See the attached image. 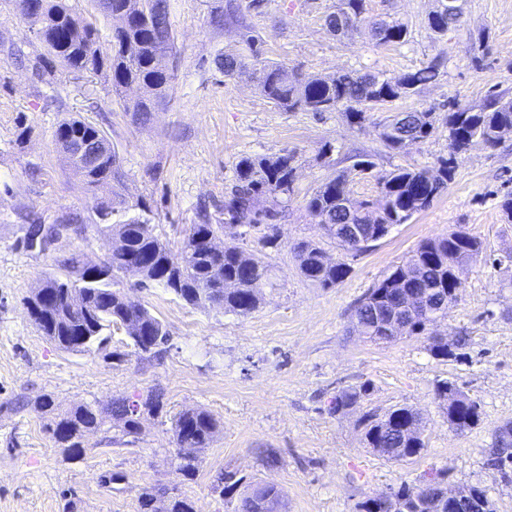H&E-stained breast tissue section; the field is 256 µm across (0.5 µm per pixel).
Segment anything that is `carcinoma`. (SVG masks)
<instances>
[{
    "label": "carcinoma",
    "instance_id": "cac0c4a2",
    "mask_svg": "<svg viewBox=\"0 0 512 512\" xmlns=\"http://www.w3.org/2000/svg\"><path fill=\"white\" fill-rule=\"evenodd\" d=\"M16 13L23 21L25 32L44 48L38 57L35 75L42 79L53 76L57 69L74 75H102L112 86L123 111L132 113L135 120L145 122L150 112L163 104L172 79V56L175 32L169 0H95L96 9L106 18L128 15L122 28H112L108 39L101 40L96 24L81 16L70 0H13ZM350 15L352 27L360 30L367 25L365 0H336L335 9L325 16L326 27L334 34L347 35L341 30L339 18ZM456 20L446 14L428 17V27L442 37ZM371 36L377 45L402 44L407 41V24L382 21L370 25ZM249 54L221 53L215 58L216 67L229 76L252 68L261 94L288 112L341 111L356 124L366 120L367 113L416 93L422 86L439 76L441 57L428 65L383 78L357 70L345 71L333 77L304 78L298 72L265 57L262 43L249 33H243ZM136 89L129 98L126 91ZM435 112H400L401 126L391 117L380 125L379 137L390 150H405L426 139L433 128ZM448 138L455 150H468L481 143L496 146L501 128L512 129V98L500 94L488 97L483 107L474 109L458 104L448 107L446 115ZM67 136L80 140H95L104 133L79 117L60 120L54 138ZM295 154L286 150L273 156H244L236 165L238 188L224 201V211L233 223L267 224L275 214L257 208L262 197H273L282 203L290 201L294 192ZM453 159H442L433 168H397L380 183L374 202H354L348 190V175L340 173L324 182L307 201V209L325 226L326 234L343 250H348L347 232L352 225L374 224L390 230L404 224L412 216L430 206L428 194L442 193L452 179ZM73 174L87 187L106 184L110 197L96 204L100 221L109 225L116 236L124 239L123 248L112 251L104 263L103 279L86 280L85 267H76V280L83 282L78 289L80 305L71 302L72 289L65 281L49 278L46 287L55 292V302L49 307L36 308L31 317L39 330L59 348L86 351L104 341V331L112 325L128 321L138 325V336L132 338L134 353H152L165 344L168 332L165 325L144 305L112 288V280L124 273L133 262L142 263L141 278L145 286L160 285L191 306H218L239 315H249L262 301V286L269 279L268 269L246 256L232 243L224 244L219 253L211 251L208 240L224 231L222 224H194L181 242L178 254H172L167 242L154 231L146 209L130 213L131 206L122 193L121 164L116 153L101 157L99 164L89 169L70 160ZM122 213L126 219L112 223V217ZM60 227L48 229L34 226L31 235L37 241L25 242L26 247L44 250L59 235ZM482 253V243L469 233L458 230L446 236L421 243L403 263L394 266L361 298L353 310L354 328L373 342H392L406 336L426 335L424 307L433 312L457 299V286L451 280L455 266L476 259ZM301 275L324 288L343 282L350 273L344 262L332 261L325 252L310 241L294 247ZM418 297V306L409 314L404 330L396 336L370 335L379 321L388 320L393 313L404 309L406 298ZM464 345L459 337L453 343L428 341V350L437 359L455 356ZM368 396L364 384L343 388L330 401L329 411L343 414L361 405ZM131 398L112 400L107 408L95 403L79 405L65 413H55L54 401L45 397L40 407L53 415L47 430L56 447L75 457L82 452L81 438L87 431L108 424L121 428L126 436H135L140 421L129 417ZM456 431L464 432L480 421V406L462 402L456 416ZM363 443L388 460L413 458L425 448L422 417L410 406L396 407L384 415L367 412L361 418ZM217 429L216 420L202 409H188L175 417L172 431L176 446L195 448L202 452L209 447ZM491 465L503 469L512 463V423L500 426L495 447L489 449ZM221 493L231 499L238 497L237 512H266V501L284 500L281 489L264 481H248L225 473L218 477ZM167 490L155 487L141 500L143 512H193L191 501L178 494L165 498ZM434 494L424 495L418 485L401 484L398 489L376 492L358 503V512H428L423 506Z\"/></svg>",
    "mask_w": 512,
    "mask_h": 512
}]
</instances>
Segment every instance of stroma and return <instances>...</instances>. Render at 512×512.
<instances>
[{"mask_svg": "<svg viewBox=\"0 0 512 512\" xmlns=\"http://www.w3.org/2000/svg\"><path fill=\"white\" fill-rule=\"evenodd\" d=\"M228 0H170L176 34L173 80L165 106L147 123L115 102L103 78L57 73L51 83L33 73L40 44L26 35L11 0H0V512H140L145 492L177 485L195 512H234L235 501L216 487L219 474L275 484L286 512H356L373 493L416 485L432 470L448 474L449 489L483 490L493 512H512V466L489 465L487 448L497 429L512 423V218L501 209L512 194V134L495 148L475 145L459 155L447 189L431 206L359 256L329 239L306 209L311 194L356 156L370 160L366 175H351L353 200H375L379 180L397 168L434 166L448 153V127L437 121L412 149H386L378 125L386 111L360 125L341 112H285L256 88L249 71L224 77L214 60L241 50V29L262 41L269 60L303 76L359 70L386 78L440 59L439 79L395 102L398 110L449 103L477 106L490 93L512 97V0H464L462 17L443 39L427 27L436 0H366L372 19L407 24L401 45L378 46L369 31L341 39L324 25L336 0H235L242 26L209 24ZM490 52L472 57L480 43ZM97 125L121 161L129 203L150 210L155 232L178 249L194 224L224 225L244 253L272 271L260 307L248 316L188 305L156 285L135 289V276L118 275L116 287L145 305L166 326L169 341L158 354L137 356L124 328L112 326L102 348H58L36 327L27 301L50 277L66 278L68 259L102 261L116 241L99 224L94 206L107 188L87 191L72 175L54 141L61 118ZM29 128L19 139L21 128ZM332 150L321 154L323 143ZM288 149L296 154L295 192L288 206L265 197L275 212L278 244L264 246V227H229L224 197L237 183L244 156ZM62 230L48 250L23 246L28 217ZM464 230L483 243L476 261L462 266L457 302L436 325L448 340L464 338L456 357L431 356L423 338L373 343L354 332L356 302L391 267L421 243ZM318 244L351 267L332 288L307 281L294 257L296 243ZM452 382L478 402L476 426L457 432L436 394ZM367 384L362 407L333 414L329 403L342 388ZM164 393L157 416L141 421L138 435L118 428L85 434L84 452L65 458L46 430L51 397L57 411L85 403L110 405L118 397ZM407 405L424 417L425 448L391 461L365 448L359 419ZM201 408L219 426L199 456L194 477L175 472L172 420Z\"/></svg>", "mask_w": 512, "mask_h": 512, "instance_id": "obj_1", "label": "stroma"}]
</instances>
